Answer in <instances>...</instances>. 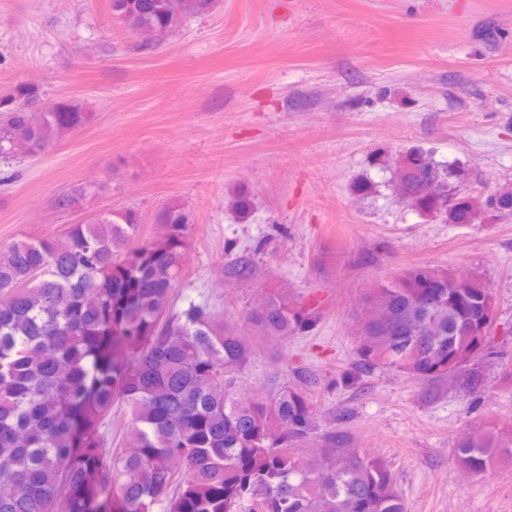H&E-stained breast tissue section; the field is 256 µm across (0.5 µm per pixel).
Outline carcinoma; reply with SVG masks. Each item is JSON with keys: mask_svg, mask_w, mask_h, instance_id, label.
<instances>
[{"mask_svg": "<svg viewBox=\"0 0 512 512\" xmlns=\"http://www.w3.org/2000/svg\"><path fill=\"white\" fill-rule=\"evenodd\" d=\"M210 0H110L144 45ZM91 113L36 85L0 98V158L37 155ZM463 172L419 149L394 161L396 196L423 216L477 223L512 214V187L482 200ZM164 233L133 245L139 216L106 212L58 237L0 250V512H407L385 463L316 434L305 395L288 386L243 396L254 347L206 300L177 305L189 213L155 215ZM261 336H296L316 314L286 294L246 312ZM489 288L476 273L415 266L372 289L355 371L385 366L434 386H482L493 355ZM128 407L124 448L107 451L112 406ZM319 437L322 448H298ZM512 459V436L475 430L454 459L482 474Z\"/></svg>", "mask_w": 512, "mask_h": 512, "instance_id": "1", "label": "carcinoma"}]
</instances>
